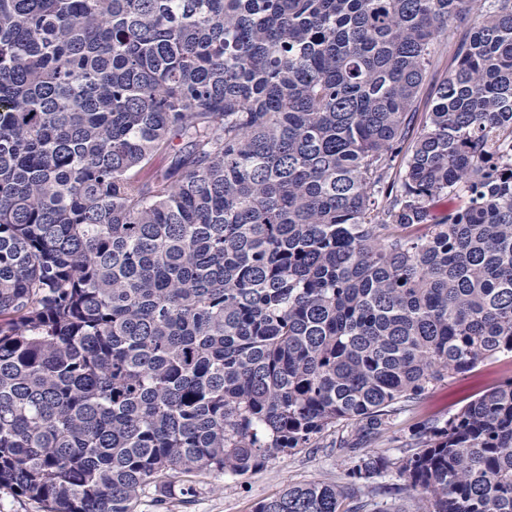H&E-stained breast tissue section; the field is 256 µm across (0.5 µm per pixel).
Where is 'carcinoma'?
<instances>
[{
  "label": "carcinoma",
  "mask_w": 512,
  "mask_h": 512,
  "mask_svg": "<svg viewBox=\"0 0 512 512\" xmlns=\"http://www.w3.org/2000/svg\"><path fill=\"white\" fill-rule=\"evenodd\" d=\"M501 357L512 0H0V489L136 512L341 424L253 512H512V378L364 452ZM451 53L443 50L434 67L430 68L420 87L419 97L416 102V112H429L433 105V90L444 78L448 77L451 70ZM512 377L511 359H489L480 363L473 371L456 375L440 384L429 387L421 401L410 412L401 414L384 437L364 452L382 455L391 460L405 456L409 448L405 445V436L409 428L425 419H448V412L455 411L472 395H480L486 389Z\"/></svg>",
  "instance_id": "cac0c4a2"
}]
</instances>
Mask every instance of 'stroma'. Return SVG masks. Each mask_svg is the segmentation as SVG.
<instances>
[{
    "mask_svg": "<svg viewBox=\"0 0 512 512\" xmlns=\"http://www.w3.org/2000/svg\"><path fill=\"white\" fill-rule=\"evenodd\" d=\"M511 377L512 361L493 358L480 363L473 371L429 387L414 409L401 414L394 426L372 446V454L392 460L405 456V437L413 424L428 418L446 420L449 412L461 407L463 399L482 394ZM341 432V426L330 427L323 433L319 447L278 454L261 469L240 477L230 478L219 472L205 475L196 496L186 504L172 499L161 507L156 503V493H146L137 512H253L258 502L279 494L290 485L341 483L349 466L348 457L336 446Z\"/></svg>",
    "mask_w": 512,
    "mask_h": 512,
    "instance_id": "35a3bbf8",
    "label": "stroma"
}]
</instances>
